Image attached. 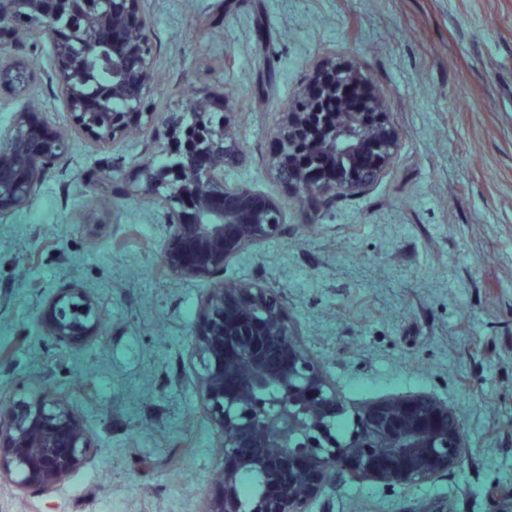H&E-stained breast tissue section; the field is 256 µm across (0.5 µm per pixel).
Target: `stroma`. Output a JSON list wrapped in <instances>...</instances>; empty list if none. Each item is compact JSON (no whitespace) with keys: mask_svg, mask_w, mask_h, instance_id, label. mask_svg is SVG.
Here are the masks:
<instances>
[{"mask_svg":"<svg viewBox=\"0 0 512 512\" xmlns=\"http://www.w3.org/2000/svg\"><path fill=\"white\" fill-rule=\"evenodd\" d=\"M154 122L194 93L238 129L228 182L275 202L286 229L229 261L224 282L279 290L302 347L347 408L415 392L447 402L467 436L458 468L418 486L336 472L312 512H512V0H148ZM36 79L0 91V131L24 104L67 134L63 162L0 216V398L66 397L98 446L62 487L0 484V512H202L222 464L199 403L193 337L208 279L162 261V210L141 171L153 129L99 149L71 132L48 42L10 46ZM325 59L367 73L398 133L368 187L303 202L276 175L275 136ZM109 179H99L104 166ZM98 302L92 340L62 345L41 311L62 288Z\"/></svg>","mask_w":512,"mask_h":512,"instance_id":"stroma-1","label":"stroma"}]
</instances>
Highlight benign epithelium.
<instances>
[{
  "label": "benign epithelium",
  "instance_id": "7a95c632",
  "mask_svg": "<svg viewBox=\"0 0 512 512\" xmlns=\"http://www.w3.org/2000/svg\"><path fill=\"white\" fill-rule=\"evenodd\" d=\"M147 0H0V90L25 89L36 77L30 59L5 51V37L36 36L50 43L53 79L71 130L100 148L151 124L146 100L154 85V47ZM112 61V79L98 80L89 59ZM367 81L352 66L323 61L283 114L275 138L276 172L313 199L358 192L391 162L396 133L389 121L371 124L382 111L371 94L357 107L320 110L327 99ZM15 113L0 133V216L25 207L45 173L58 165L68 141L33 116ZM166 154L173 161L142 170L141 194L163 210V263L175 276L215 278L248 248L283 234L282 210L249 189L224 181L239 161L225 119L224 99L197 94L190 107L162 121ZM376 153L362 167L365 145ZM304 156L336 162V177L311 180L294 164ZM97 303L83 288L58 291L43 323L58 341L97 335ZM195 345L203 356L200 401L220 437L224 466L204 512H311L338 469L384 484L419 485L456 468L468 448L459 419L429 393L370 401L352 412V429L336 437L334 422L346 413L320 363L298 338L282 295L256 283L213 289L202 301ZM97 447L83 419L61 397L44 394L0 411V483L16 490L56 489L84 468ZM259 474L263 488L245 505L240 480Z\"/></svg>",
  "mask_w": 512,
  "mask_h": 512
}]
</instances>
